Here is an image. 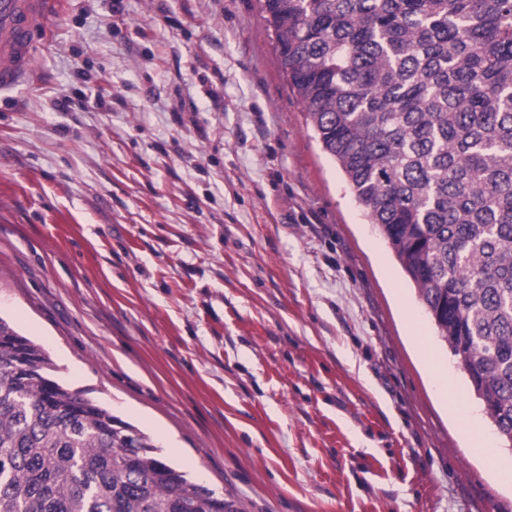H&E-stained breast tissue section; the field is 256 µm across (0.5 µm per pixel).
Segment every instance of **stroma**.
Wrapping results in <instances>:
<instances>
[{"label": "stroma", "mask_w": 512, "mask_h": 512, "mask_svg": "<svg viewBox=\"0 0 512 512\" xmlns=\"http://www.w3.org/2000/svg\"><path fill=\"white\" fill-rule=\"evenodd\" d=\"M112 5L60 0L0 92V318L244 512H512L414 336L512 449L322 151L261 0Z\"/></svg>", "instance_id": "stroma-1"}]
</instances>
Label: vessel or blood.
<instances>
[{"mask_svg": "<svg viewBox=\"0 0 512 512\" xmlns=\"http://www.w3.org/2000/svg\"><path fill=\"white\" fill-rule=\"evenodd\" d=\"M58 0H0V90L28 81Z\"/></svg>", "mask_w": 512, "mask_h": 512, "instance_id": "vessel-or-blood-1", "label": "vessel or blood"}]
</instances>
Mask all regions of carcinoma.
<instances>
[{
	"label": "carcinoma",
	"instance_id": "obj_1",
	"mask_svg": "<svg viewBox=\"0 0 512 512\" xmlns=\"http://www.w3.org/2000/svg\"><path fill=\"white\" fill-rule=\"evenodd\" d=\"M289 85L512 447V0H263ZM0 319V512H243Z\"/></svg>",
	"mask_w": 512,
	"mask_h": 512
}]
</instances>
